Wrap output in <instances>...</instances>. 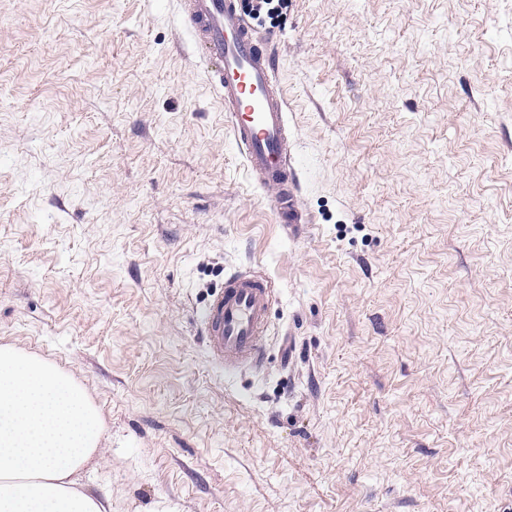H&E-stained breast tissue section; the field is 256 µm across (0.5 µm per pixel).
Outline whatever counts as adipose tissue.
<instances>
[{"label": "adipose tissue", "instance_id": "1", "mask_svg": "<svg viewBox=\"0 0 512 512\" xmlns=\"http://www.w3.org/2000/svg\"><path fill=\"white\" fill-rule=\"evenodd\" d=\"M102 432L98 408L64 373L0 346V512H112L79 487Z\"/></svg>", "mask_w": 512, "mask_h": 512}]
</instances>
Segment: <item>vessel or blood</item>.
<instances>
[{"label":"vessel or blood","instance_id":"vessel-or-blood-1","mask_svg":"<svg viewBox=\"0 0 512 512\" xmlns=\"http://www.w3.org/2000/svg\"><path fill=\"white\" fill-rule=\"evenodd\" d=\"M179 23L193 53L224 101L233 142L254 183L270 191L276 223L299 234L308 217L294 183L293 132L288 104L274 79L268 50L278 34H258L237 0H178ZM275 286L265 275L226 274L199 313L211 363L225 373L255 370L267 362V336Z\"/></svg>","mask_w":512,"mask_h":512}]
</instances>
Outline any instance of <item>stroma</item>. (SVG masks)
I'll list each match as a JSON object with an SVG mask.
<instances>
[{"label": "stroma", "instance_id": "35a3bbf8", "mask_svg": "<svg viewBox=\"0 0 512 512\" xmlns=\"http://www.w3.org/2000/svg\"><path fill=\"white\" fill-rule=\"evenodd\" d=\"M177 0H0V345L72 375L112 512H512V0H293L301 235ZM264 370L213 366L228 271ZM295 359L281 360L282 336ZM199 313L200 333L211 363L225 374L262 368L274 283L250 270L224 275Z\"/></svg>", "mask_w": 512, "mask_h": 512}]
</instances>
